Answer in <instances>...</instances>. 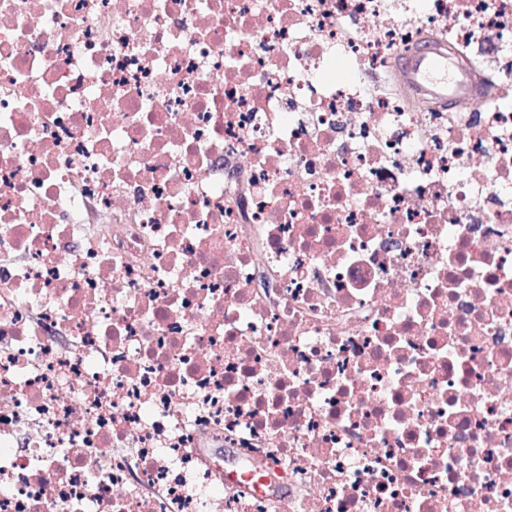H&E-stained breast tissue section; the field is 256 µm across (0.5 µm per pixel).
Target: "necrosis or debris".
Instances as JSON below:
<instances>
[{
  "mask_svg": "<svg viewBox=\"0 0 512 512\" xmlns=\"http://www.w3.org/2000/svg\"><path fill=\"white\" fill-rule=\"evenodd\" d=\"M0 512H512V0H0ZM422 61L421 58L411 65V61L404 64L399 60L398 67L394 70L395 78L414 94V86L419 80L426 84L447 86L448 102L452 104L462 100L460 107H478L480 105V102L473 101L469 97L468 91L464 89L465 82L461 81L459 76L449 68L448 59L432 58L421 66Z\"/></svg>",
  "mask_w": 512,
  "mask_h": 512,
  "instance_id": "obj_1",
  "label": "necrosis or debris"
}]
</instances>
